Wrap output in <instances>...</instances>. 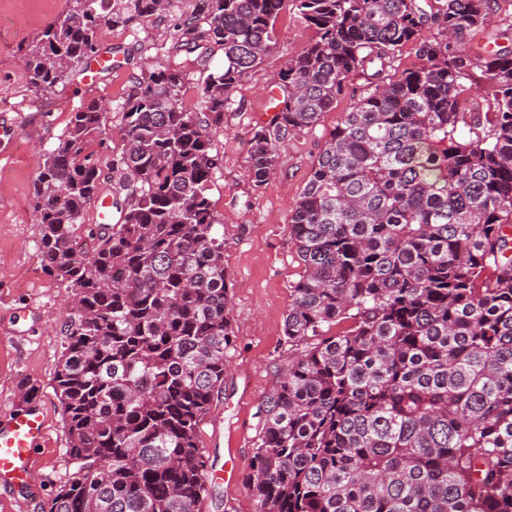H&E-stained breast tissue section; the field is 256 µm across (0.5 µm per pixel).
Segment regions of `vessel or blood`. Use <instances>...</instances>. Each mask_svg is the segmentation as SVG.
<instances>
[{
    "label": "vessel or blood",
    "mask_w": 512,
    "mask_h": 512,
    "mask_svg": "<svg viewBox=\"0 0 512 512\" xmlns=\"http://www.w3.org/2000/svg\"><path fill=\"white\" fill-rule=\"evenodd\" d=\"M47 431L43 412L36 407L17 412L0 427V482L29 484L38 442Z\"/></svg>",
    "instance_id": "b4317fda"
}]
</instances>
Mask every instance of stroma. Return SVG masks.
<instances>
[{"instance_id":"obj_1","label":"stroma","mask_w":512,"mask_h":512,"mask_svg":"<svg viewBox=\"0 0 512 512\" xmlns=\"http://www.w3.org/2000/svg\"><path fill=\"white\" fill-rule=\"evenodd\" d=\"M195 4L178 0L169 12L106 30L101 46L110 62L108 70L92 62L65 83L37 91L28 84L21 56L67 2L0 0V13L9 17L0 25V425L28 402L40 407L48 420L36 454L35 490L1 484L0 512H46L60 486L77 476L67 453L68 435L54 381L72 292L43 269L41 227L32 202L43 155L66 131L73 110L89 102L107 108L106 134L95 146L101 162L98 195L111 202L123 200L110 166L124 145L118 107L144 69L182 65L187 73L182 103L191 112L203 109L202 74L194 57L173 49L182 37L180 25ZM276 30L277 45L232 90V104L212 137V150L223 162L212 175L209 197L224 237L236 343L227 354L224 383L199 429L208 460V491L201 512H256L244 477L251 470L261 429L259 411L295 355L284 336L290 287L300 271L291 240L292 210L329 133L362 92V79L350 77L335 108L289 137L279 151L276 174L263 187H254L248 176L250 143L270 119L273 78L315 37L291 0H285L278 13ZM233 467L243 477L236 485L224 480L225 470Z\"/></svg>"}]
</instances>
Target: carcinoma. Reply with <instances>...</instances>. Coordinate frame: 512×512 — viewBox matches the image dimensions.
<instances>
[{"label": "carcinoma", "instance_id": "cac0c4a2", "mask_svg": "<svg viewBox=\"0 0 512 512\" xmlns=\"http://www.w3.org/2000/svg\"><path fill=\"white\" fill-rule=\"evenodd\" d=\"M284 2L198 0L183 21L177 50L199 49L201 20L224 49L221 68L196 58L206 113L182 107L177 64L145 73L121 103L120 223L82 221L104 109L71 113L45 154L33 203L45 270L74 295L54 381L80 472L48 512H198L199 427L236 341L211 133L277 44ZM292 2L315 39L279 73L275 113L251 139L254 185L349 77L365 89L293 210L301 272L284 335L307 348L263 402L247 476L256 512H512V45L468 47L489 0ZM67 3L23 54L36 91L97 59L104 30L174 0ZM431 27L441 38L421 37ZM415 41L424 64L391 72ZM476 68L492 91L465 106Z\"/></svg>", "mask_w": 512, "mask_h": 512}]
</instances>
